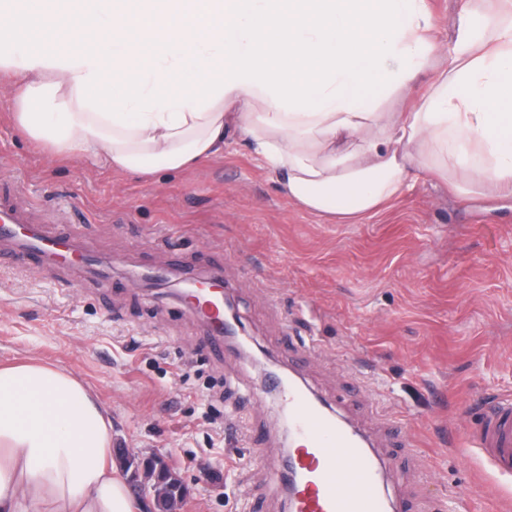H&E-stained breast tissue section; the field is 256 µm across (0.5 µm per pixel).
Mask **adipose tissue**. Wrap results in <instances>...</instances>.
<instances>
[{"instance_id":"adipose-tissue-1","label":"adipose tissue","mask_w":512,"mask_h":512,"mask_svg":"<svg viewBox=\"0 0 512 512\" xmlns=\"http://www.w3.org/2000/svg\"><path fill=\"white\" fill-rule=\"evenodd\" d=\"M431 30L426 0H0V74L52 155L151 177L231 127L288 200L353 224L425 169L512 194V0H466L447 52ZM111 431L72 373L0 366V512H139Z\"/></svg>"}]
</instances>
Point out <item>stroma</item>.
<instances>
[{"label":"stroma","mask_w":512,"mask_h":512,"mask_svg":"<svg viewBox=\"0 0 512 512\" xmlns=\"http://www.w3.org/2000/svg\"><path fill=\"white\" fill-rule=\"evenodd\" d=\"M9 110L0 88V193L18 188L89 261L17 268L0 243V364L35 358L90 385L113 447L179 474L181 512H290L269 471L283 438L267 364L215 350L179 296L217 268L270 362L370 434L390 498L512 512V475L472 440L485 397L512 399V195L423 171L342 224L283 196L235 130L223 157L145 181L35 149Z\"/></svg>","instance_id":"stroma-1"}]
</instances>
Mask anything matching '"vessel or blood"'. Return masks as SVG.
<instances>
[{
  "label": "vessel or blood",
  "instance_id": "obj_1",
  "mask_svg": "<svg viewBox=\"0 0 512 512\" xmlns=\"http://www.w3.org/2000/svg\"><path fill=\"white\" fill-rule=\"evenodd\" d=\"M25 206L0 196V238L14 241L21 255H34L54 265H67L83 254L77 237H61L43 229L16 237L14 227L27 223ZM283 408L295 426L299 443L292 452V512H386L382 495V462L369 435L340 422L296 379L279 388ZM489 463L512 475V400L494 398L484 404L475 437Z\"/></svg>",
  "mask_w": 512,
  "mask_h": 512
}]
</instances>
